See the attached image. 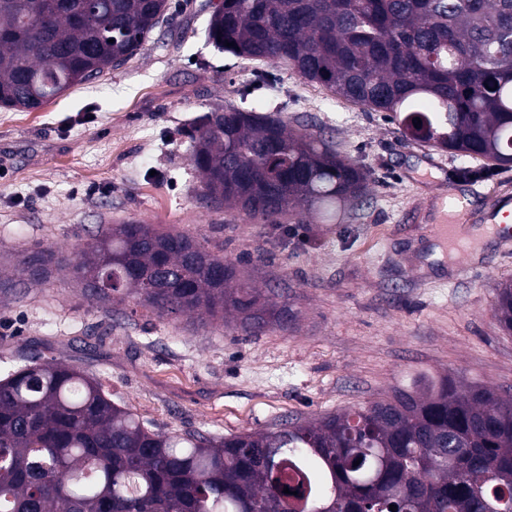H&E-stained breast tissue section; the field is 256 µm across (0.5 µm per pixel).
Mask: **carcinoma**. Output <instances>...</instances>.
Masks as SVG:
<instances>
[{"mask_svg":"<svg viewBox=\"0 0 512 512\" xmlns=\"http://www.w3.org/2000/svg\"><path fill=\"white\" fill-rule=\"evenodd\" d=\"M167 11L168 0H96L92 13L85 0H0V106L39 109L125 63ZM208 35L387 113L405 140L512 167V0H224ZM192 160L205 200L259 224L334 209L370 184L322 137L237 108L199 118ZM53 265L84 288L112 281L91 289L106 309L131 299L160 318L230 317L253 336L293 319L197 234L106 224L74 261L35 251L18 273L46 279ZM493 311L511 334V283ZM0 512H512V398L419 374L270 430L169 434L96 379L32 358L0 378Z\"/></svg>","mask_w":512,"mask_h":512,"instance_id":"obj_1","label":"carcinoma"}]
</instances>
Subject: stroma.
<instances>
[{
  "label": "stroma",
  "mask_w": 512,
  "mask_h": 512,
  "mask_svg": "<svg viewBox=\"0 0 512 512\" xmlns=\"http://www.w3.org/2000/svg\"><path fill=\"white\" fill-rule=\"evenodd\" d=\"M215 0H168L169 23L121 66L33 111L0 108V271L21 254L72 258L99 225L134 220L200 234L294 312L260 336L235 323L158 320L134 303L100 308L61 273L0 288V373L61 360L99 380L154 430H263L365 404L404 376L452 373L512 394V335L497 285L512 283V240L432 259L447 195L460 233L512 193V169L401 138L293 70L205 41ZM240 108L326 137L368 171L369 193L337 211L255 224L207 206L192 163L196 119ZM494 316L502 329L508 335L512 333V284H502L496 288L493 306Z\"/></svg>",
  "instance_id": "obj_1"
}]
</instances>
